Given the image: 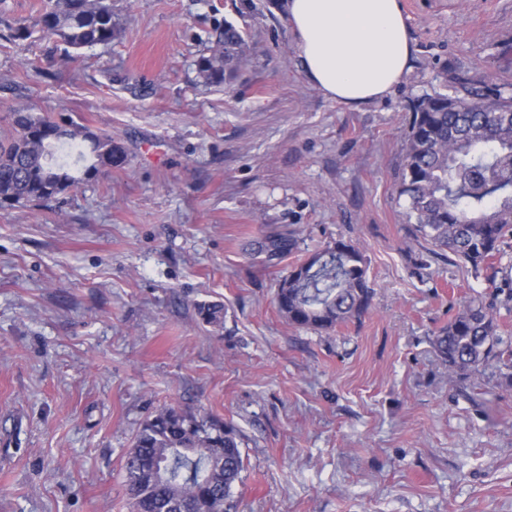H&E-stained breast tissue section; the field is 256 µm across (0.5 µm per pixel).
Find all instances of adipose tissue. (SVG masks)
<instances>
[{
    "label": "adipose tissue",
    "mask_w": 512,
    "mask_h": 512,
    "mask_svg": "<svg viewBox=\"0 0 512 512\" xmlns=\"http://www.w3.org/2000/svg\"><path fill=\"white\" fill-rule=\"evenodd\" d=\"M294 49L311 83L357 108L390 93L413 52L399 0H287Z\"/></svg>",
    "instance_id": "ef3b65f1"
}]
</instances>
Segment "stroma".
Segmentation results:
<instances>
[{
    "mask_svg": "<svg viewBox=\"0 0 512 512\" xmlns=\"http://www.w3.org/2000/svg\"><path fill=\"white\" fill-rule=\"evenodd\" d=\"M44 3L0 0V134L25 109L128 158L0 209V512H130L125 455L165 406L238 429L237 512H512V391L453 381L430 344L478 295L512 335V266L415 274L398 195L419 98L512 95V0H401L411 68L358 109L309 83L284 0H112L120 39L72 58L5 39ZM227 22L248 61L203 83ZM269 236L297 244L272 257ZM339 238L369 259V314L289 324L279 282Z\"/></svg>",
    "mask_w": 512,
    "mask_h": 512,
    "instance_id": "stroma-1",
    "label": "stroma"
}]
</instances>
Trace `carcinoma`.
Returning a JSON list of instances; mask_svg holds the SVG:
<instances>
[{"label": "carcinoma", "mask_w": 512, "mask_h": 512, "mask_svg": "<svg viewBox=\"0 0 512 512\" xmlns=\"http://www.w3.org/2000/svg\"><path fill=\"white\" fill-rule=\"evenodd\" d=\"M9 37L33 34L73 50L108 45L120 28L111 0H47L29 20L7 25ZM215 48L196 61L208 84L233 78L248 54L244 35L227 23ZM507 84L484 85L462 97H422L406 140L399 195L408 200L407 223L426 244L425 254L452 256L473 278L512 238V96ZM0 135V208L54 197L92 177L103 166L119 167L127 154L112 141L74 123L35 112L10 114ZM362 250L338 240L294 267L275 295L292 325L329 330L367 314L372 288ZM218 326L220 304L198 307ZM437 357L459 383L492 369L498 385L512 390V336L500 333L495 305L471 300L432 336ZM245 469L234 425L167 407L139 428L125 456L131 512H234L233 488Z\"/></svg>", "instance_id": "1"}]
</instances>
